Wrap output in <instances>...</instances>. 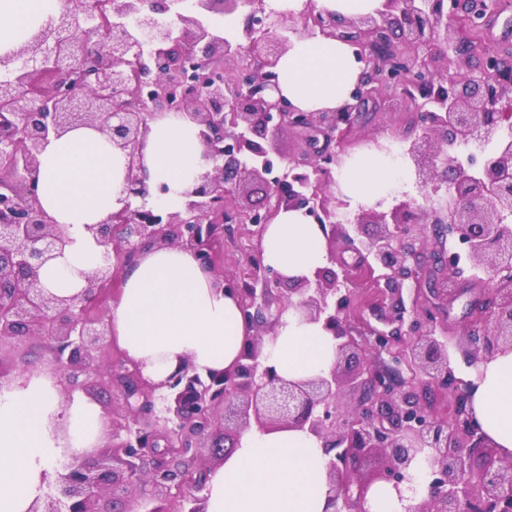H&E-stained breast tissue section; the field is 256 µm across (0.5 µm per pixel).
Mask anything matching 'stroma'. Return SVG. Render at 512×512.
<instances>
[{
    "instance_id": "35a3bbf8",
    "label": "stroma",
    "mask_w": 512,
    "mask_h": 512,
    "mask_svg": "<svg viewBox=\"0 0 512 512\" xmlns=\"http://www.w3.org/2000/svg\"><path fill=\"white\" fill-rule=\"evenodd\" d=\"M484 51L471 54L462 65L464 72L479 73L483 68L485 51L500 55L512 53V0H500L496 11L488 15L482 34ZM420 133L417 112L401 89H394L381 101L376 111L368 113L360 124L355 136L339 146L341 158L352 157L366 143L379 141L389 145L400 144L402 136H417ZM258 246L254 227L250 224H228L215 248L214 275L229 279H247L248 266L256 255ZM336 255L352 265L350 287L353 291L350 309L346 313L352 336L364 343L374 340L369 327L375 324L370 307L377 300L375 278L356 272L359 261L357 254L350 250L344 239H336L332 244ZM435 268L422 266L416 279L409 281L411 294L418 307L438 310V323L447 331L450 340V366L456 378L462 381L473 377L477 366L470 357L466 344V328L470 323L469 309L486 287L484 278L464 273L459 277H449L446 287L447 299L434 297L428 290L430 282L436 280ZM52 355L50 344L45 340H29L22 343H8L0 346V366L15 371L29 367L37 371L50 367Z\"/></svg>"
}]
</instances>
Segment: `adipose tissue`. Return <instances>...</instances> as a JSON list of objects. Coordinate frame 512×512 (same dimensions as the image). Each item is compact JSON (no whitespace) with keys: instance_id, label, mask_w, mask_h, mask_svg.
<instances>
[{"instance_id":"obj_1","label":"adipose tissue","mask_w":512,"mask_h":512,"mask_svg":"<svg viewBox=\"0 0 512 512\" xmlns=\"http://www.w3.org/2000/svg\"><path fill=\"white\" fill-rule=\"evenodd\" d=\"M62 0H0V51L20 47ZM354 48L335 38L295 40L276 67L278 94L305 112L335 109L350 99L362 72ZM198 128L167 112L150 124L143 165L148 204L181 207L183 193L207 164ZM128 158L97 128L82 126L50 139L39 156L38 195L63 230L67 244L42 270L41 283L63 297L76 293L100 263L102 249L87 232L104 224L128 201ZM403 156L367 148L336 173L351 207H370L406 188ZM262 260L284 277L309 276L325 267L328 254L319 225L301 212L283 210L267 224ZM248 334L239 299L215 286L194 251L149 248L123 272L112 305V338L130 368L160 384L190 364L206 374L230 368ZM264 353L289 379L327 373L336 342L321 324L285 312ZM471 408L483 433L512 457V352L482 361L472 378ZM105 419L81 390L62 392L43 373L0 384V512H32L54 482L63 449L80 454L103 443ZM327 458L320 441L303 431L244 432L207 482L206 512H326Z\"/></svg>"}]
</instances>
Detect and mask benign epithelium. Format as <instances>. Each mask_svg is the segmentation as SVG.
Instances as JSON below:
<instances>
[{
	"instance_id": "1",
	"label": "benign epithelium",
	"mask_w": 512,
	"mask_h": 512,
	"mask_svg": "<svg viewBox=\"0 0 512 512\" xmlns=\"http://www.w3.org/2000/svg\"><path fill=\"white\" fill-rule=\"evenodd\" d=\"M240 10L247 14L232 42L215 16ZM488 10L486 0H385L384 9L353 20L316 9L314 0L298 14L268 11L264 0H85L63 6L19 48L0 53V346L42 337L51 343V374L64 390L85 386L80 377L93 374L128 408V415L109 421L105 451L65 466L42 512H112V498L125 500L128 512H204L208 469L197 465V448L231 423L239 435L254 427L315 436L328 457L334 512H370L368 493L376 484L392 486L404 501L403 487L421 459L426 492L405 512H512V459L494 465L482 456L487 437L474 419L468 385L449 367L448 338L431 329L432 311L408 308L404 299L430 237L433 264L460 273L446 248L456 238L490 284L466 334L472 359L512 351V61L490 51L480 75H463L461 63L480 44L469 34L455 37ZM301 34L347 42L367 62L351 101L303 112L272 96L275 67ZM394 63L408 78L405 93L422 130L406 154L422 187L449 200L422 208L403 193L385 211L358 210L350 231L336 222L348 203L332 190V167L341 158L330 145L351 135L362 114L394 87L376 75V68ZM162 112L181 113L199 127L209 167L177 211L128 203L110 223L87 226L103 247L102 261L80 292L45 291L40 272L65 245L38 198V156L49 135L98 128L128 157V195L143 197L141 147L149 122ZM288 127L304 136L307 151L272 178L265 142ZM462 146L483 155L479 170L457 162ZM243 183L265 192L264 212L237 202ZM281 209L303 211L325 238L340 235L372 257L384 280L380 300L388 302V314L375 311L384 325L373 330L376 349H402L411 378L390 367L341 371V361L362 350L343 315L349 268L340 276L320 268L291 280L258 258L250 281L217 279L240 298L252 331L236 365L203 376L186 364L160 395L135 369H99L98 353L108 349L112 331L90 309L112 301V257L177 245L210 269L224 225L255 224L260 240ZM365 224L385 230L369 242L355 241L351 233ZM290 308L322 323L336 340L327 374L288 380L262 356L264 337ZM434 388L454 395L449 421L428 409ZM218 403L222 423L212 412ZM374 453L383 466L365 479L361 470Z\"/></svg>"
}]
</instances>
